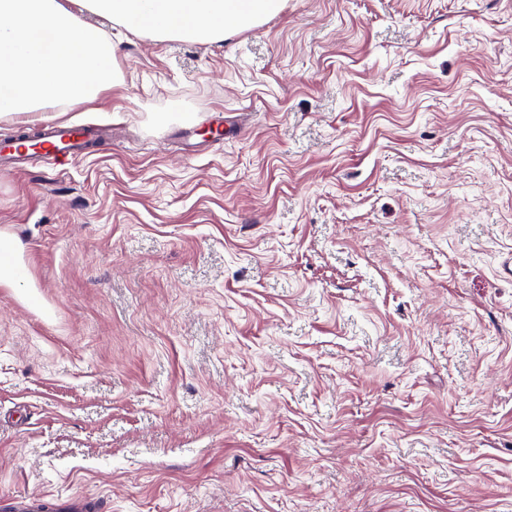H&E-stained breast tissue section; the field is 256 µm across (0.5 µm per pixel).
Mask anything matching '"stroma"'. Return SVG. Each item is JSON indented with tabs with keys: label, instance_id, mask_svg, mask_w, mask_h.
I'll return each mask as SVG.
<instances>
[{
	"label": "stroma",
	"instance_id": "stroma-1",
	"mask_svg": "<svg viewBox=\"0 0 512 512\" xmlns=\"http://www.w3.org/2000/svg\"><path fill=\"white\" fill-rule=\"evenodd\" d=\"M89 21L115 85L0 116L105 131L0 171L29 271L0 499L512 512V0H286L217 43Z\"/></svg>",
	"mask_w": 512,
	"mask_h": 512
}]
</instances>
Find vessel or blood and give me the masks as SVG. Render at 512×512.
Segmentation results:
<instances>
[{"label":"vessel or blood","instance_id":"1","mask_svg":"<svg viewBox=\"0 0 512 512\" xmlns=\"http://www.w3.org/2000/svg\"><path fill=\"white\" fill-rule=\"evenodd\" d=\"M98 138V129L89 124L49 128L24 125L12 138L0 140V168L20 170L29 156L27 144L32 140L38 142L42 158L64 165L90 154ZM99 509L96 503L77 500L63 504L40 494L0 501V512H99Z\"/></svg>","mask_w":512,"mask_h":512}]
</instances>
